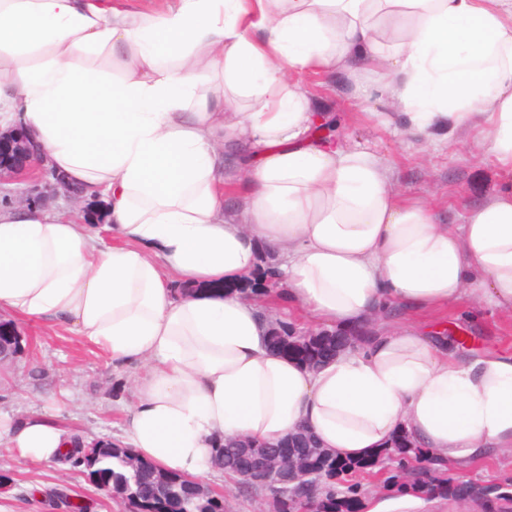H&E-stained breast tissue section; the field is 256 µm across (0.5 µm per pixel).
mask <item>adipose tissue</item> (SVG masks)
<instances>
[{
	"label": "adipose tissue",
	"instance_id": "adipose-tissue-1",
	"mask_svg": "<svg viewBox=\"0 0 512 512\" xmlns=\"http://www.w3.org/2000/svg\"><path fill=\"white\" fill-rule=\"evenodd\" d=\"M174 2L0 0L6 121L105 211L0 208V314L139 367L124 432L168 472L301 427L341 459L403 431L455 472L512 452V351L420 321L465 297L512 313V185L438 223L365 147L319 140L297 80L384 73L415 132L481 126L512 168V0ZM262 243L289 302L354 337L317 369L270 349L276 305L199 289L251 276ZM0 437L33 467L82 442L44 414H0Z\"/></svg>",
	"mask_w": 512,
	"mask_h": 512
}]
</instances>
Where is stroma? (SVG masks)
Instances as JSON below:
<instances>
[{
    "mask_svg": "<svg viewBox=\"0 0 512 512\" xmlns=\"http://www.w3.org/2000/svg\"><path fill=\"white\" fill-rule=\"evenodd\" d=\"M300 81L324 111L335 114L340 141L361 143L391 167L403 194L435 209L441 223H463L493 188L512 184V171L479 150L476 130L415 135L406 116L391 114L384 102L361 95V85L382 83L381 74L360 80L340 75L329 82L310 71ZM24 193L43 197L47 208L75 207L36 178L0 183V206ZM439 316L468 337L470 351L512 350V317L497 309L461 299ZM16 328L22 351L0 362V412L23 421L52 405L56 427L95 440L121 441L123 411L131 403L138 369L112 363L106 353L81 344L64 328L21 322ZM78 505L84 512H127L121 499L89 481L84 467L30 468L0 456V512H74Z\"/></svg>",
    "mask_w": 512,
    "mask_h": 512,
    "instance_id": "35a3bbf8",
    "label": "stroma"
}]
</instances>
